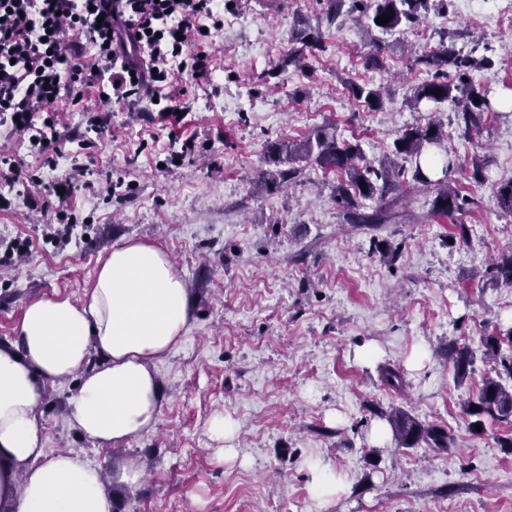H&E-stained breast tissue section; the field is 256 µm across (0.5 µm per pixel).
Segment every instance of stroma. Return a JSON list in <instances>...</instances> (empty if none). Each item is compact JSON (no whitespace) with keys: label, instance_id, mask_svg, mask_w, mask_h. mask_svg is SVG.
I'll return each mask as SVG.
<instances>
[{"label":"stroma","instance_id":"35a3bbf8","mask_svg":"<svg viewBox=\"0 0 512 512\" xmlns=\"http://www.w3.org/2000/svg\"><path fill=\"white\" fill-rule=\"evenodd\" d=\"M224 27L205 50L210 81L179 76V113H152L86 95L109 111L108 130L83 144H60L55 168L27 145L0 136V151L47 179L84 167L70 200L77 235L50 241L56 219L11 195L0 209V238L29 242L22 257L0 250V345L18 340L28 303L62 296L82 303L113 248L136 240L160 246L183 277L188 325L156 366L161 413L154 426L112 445L83 437L69 417L76 389L48 385L41 405L48 453L69 452L98 468L117 512H512V420L473 432L461 404L489 371L477 363L455 384L446 348L478 347L482 336L512 327V288L486 278L512 251V214L497 203L512 180V112L489 113L481 132L464 136L451 104L413 108V87L427 78L414 60L454 37L458 49L486 47L493 62L474 79L492 96L512 94V28L499 24L494 0H448L444 11L373 39L357 15L329 20L326 0H231ZM318 29L321 49L302 47L299 23ZM303 51L305 71L281 69ZM381 52L383 66L366 58ZM384 87L382 110L369 109L344 79ZM445 123L444 149L459 167L451 183L474 200L451 218L431 211L433 192L407 184L389 223H347L333 199L337 174L302 164L283 189L268 191L275 140L301 141L322 130L359 140L379 163L399 130ZM193 155H182L185 140ZM484 161V181L471 159ZM469 227L456 239L457 225ZM399 250L395 263L377 252ZM403 367L405 393L382 387L379 368ZM406 409L447 427L449 451L372 440L380 413ZM233 425L235 460L220 461L209 427ZM137 460V488L116 472ZM345 476L325 500L311 489L315 462Z\"/></svg>","mask_w":512,"mask_h":512}]
</instances>
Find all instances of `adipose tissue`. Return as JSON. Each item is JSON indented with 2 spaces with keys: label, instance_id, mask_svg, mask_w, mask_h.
<instances>
[{
  "label": "adipose tissue",
  "instance_id": "1",
  "mask_svg": "<svg viewBox=\"0 0 512 512\" xmlns=\"http://www.w3.org/2000/svg\"><path fill=\"white\" fill-rule=\"evenodd\" d=\"M189 314L168 254L136 241L112 250L86 302L28 304L17 343L0 346V512H112L98 469L69 453L47 455L44 389L76 378L70 414L87 439L140 435L161 412L152 366L177 344Z\"/></svg>",
  "mask_w": 512,
  "mask_h": 512
}]
</instances>
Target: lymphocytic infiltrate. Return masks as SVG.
Instances as JSON below:
<instances>
[{"mask_svg":"<svg viewBox=\"0 0 512 512\" xmlns=\"http://www.w3.org/2000/svg\"><path fill=\"white\" fill-rule=\"evenodd\" d=\"M223 26L218 0H0V121L53 166L49 151L62 135L55 119H39L40 109L62 99L87 111V91L96 86L107 101L157 99L176 111L186 93L177 74L209 79L201 47L207 31ZM77 187V174L58 176L28 197L32 208L58 217L55 241L74 235L67 209Z\"/></svg>","mask_w":512,"mask_h":512,"instance_id":"lymphocytic-infiltrate-1","label":"lymphocytic infiltrate"}]
</instances>
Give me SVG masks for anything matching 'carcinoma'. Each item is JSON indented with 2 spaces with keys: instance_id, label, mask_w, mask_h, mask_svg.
Instances as JSON below:
<instances>
[{
  "instance_id": "carcinoma-1",
  "label": "carcinoma",
  "mask_w": 512,
  "mask_h": 512,
  "mask_svg": "<svg viewBox=\"0 0 512 512\" xmlns=\"http://www.w3.org/2000/svg\"><path fill=\"white\" fill-rule=\"evenodd\" d=\"M430 0H351L348 13H359L367 20L368 27L382 34H390L402 22L412 24L421 20L429 11ZM391 15L384 25L376 18ZM415 65L424 67L429 79L413 89L410 102L419 107L423 102L453 105L457 124L463 125L468 135L480 128L484 114L494 111L489 99V88L485 83L473 80L472 73L488 69V57L477 58L473 54H462L454 40L440 42L439 46L415 60ZM347 89L351 95L366 103L369 108L379 110L384 98L379 88L368 84L350 82ZM441 94H436V91ZM445 137L442 125L430 122L426 126H411L402 129L393 142V149L385 161L378 166L365 161L359 144L338 141L323 131L299 143L275 141L267 146L269 159L280 165L304 161L314 163L323 170H337L345 175L336 185V204L347 215L351 224H384L388 216L381 205L385 193L408 181L424 186L436 187L431 212L452 217L474 204V200L459 195L448 185L451 173L457 168L456 160L445 155L441 160L425 154L428 146H441ZM367 200H377L379 205L371 208ZM490 280L504 283L512 288V252L503 255L487 270ZM512 345V327L506 333H495L480 338L479 348L483 360L493 363L491 373L483 379L478 394L463 403V413L471 418L469 428L484 425V420L507 421L512 418V352L502 351V341ZM475 350L448 344V363L452 364L453 378L462 383L473 371ZM380 379L384 385L401 389L405 380L401 369L386 364L380 367ZM479 407L470 411L471 406ZM393 436L401 448H416L424 443L429 448H447L451 437L445 428L424 424L403 410L385 414Z\"/></svg>"
}]
</instances>
